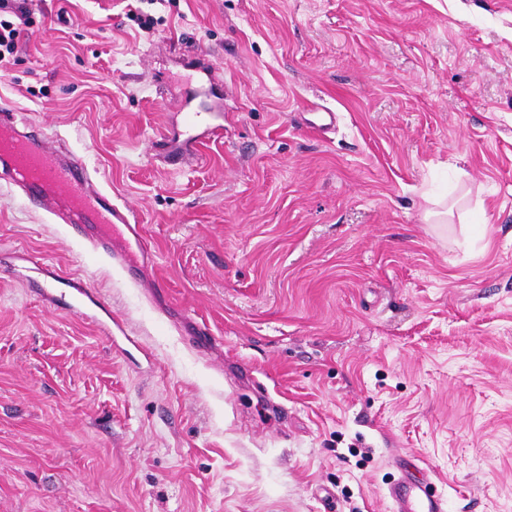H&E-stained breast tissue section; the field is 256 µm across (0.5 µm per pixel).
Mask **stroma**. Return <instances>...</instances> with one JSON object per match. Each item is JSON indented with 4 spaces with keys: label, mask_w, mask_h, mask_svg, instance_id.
Instances as JSON below:
<instances>
[{
    "label": "stroma",
    "mask_w": 512,
    "mask_h": 512,
    "mask_svg": "<svg viewBox=\"0 0 512 512\" xmlns=\"http://www.w3.org/2000/svg\"><path fill=\"white\" fill-rule=\"evenodd\" d=\"M24 5L0 108L134 207L160 285L0 188V512H391L397 455L512 512V0ZM19 250L89 274L111 334ZM301 116L302 124L320 135L336 128V112L323 110L315 103H308L301 112Z\"/></svg>",
    "instance_id": "stroma-1"
}]
</instances>
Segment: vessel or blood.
<instances>
[{"label": "vessel or blood", "mask_w": 512, "mask_h": 512, "mask_svg": "<svg viewBox=\"0 0 512 512\" xmlns=\"http://www.w3.org/2000/svg\"><path fill=\"white\" fill-rule=\"evenodd\" d=\"M302 123L323 135L335 130L336 114L310 103L303 109ZM0 129L13 134L10 145L0 146V183L25 194L32 205L51 215L55 223L68 225L75 236L94 230L98 246L111 254L132 280H139L142 265L151 258L152 251L133 208L96 186V171L56 145L52 137L18 130L12 110H0ZM118 225L132 237L134 249L113 248L112 229ZM37 289L50 308L67 309L111 331V324L101 320L100 306L88 290L86 277L50 274ZM386 495L393 504L392 512L447 509L446 499L429 481L415 482L400 476L389 484Z\"/></svg>", "instance_id": "1"}]
</instances>
